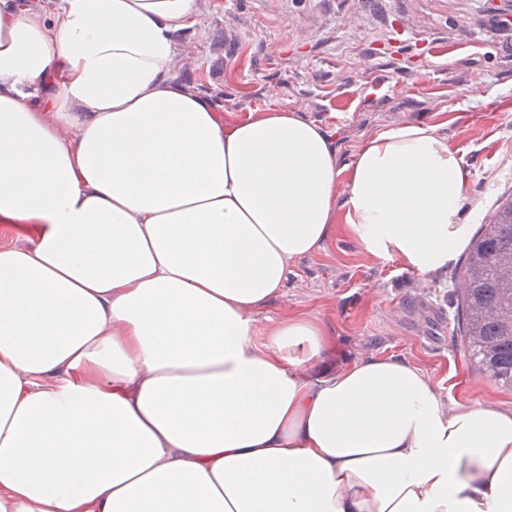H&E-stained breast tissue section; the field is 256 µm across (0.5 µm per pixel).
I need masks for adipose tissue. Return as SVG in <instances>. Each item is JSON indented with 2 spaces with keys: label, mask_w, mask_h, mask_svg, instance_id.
<instances>
[{
  "label": "adipose tissue",
  "mask_w": 512,
  "mask_h": 512,
  "mask_svg": "<svg viewBox=\"0 0 512 512\" xmlns=\"http://www.w3.org/2000/svg\"><path fill=\"white\" fill-rule=\"evenodd\" d=\"M194 0H0V512H512V409L446 405L415 365L334 371L319 321L261 326L329 237L322 127L232 125L168 76ZM457 150L371 136L344 203L426 275L470 236ZM34 245L32 233L0 224V247L31 248Z\"/></svg>",
  "instance_id": "ef3b65f1"
}]
</instances>
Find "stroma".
Instances as JSON below:
<instances>
[{
  "instance_id": "35a3bbf8",
  "label": "stroma",
  "mask_w": 512,
  "mask_h": 512,
  "mask_svg": "<svg viewBox=\"0 0 512 512\" xmlns=\"http://www.w3.org/2000/svg\"><path fill=\"white\" fill-rule=\"evenodd\" d=\"M480 0H195L172 34L171 77L230 122L272 109L328 130L341 171L331 235L294 261L258 323L283 313L323 323L336 367L371 357L418 366L448 404L512 408V388L478 374L459 333L455 259L418 274L367 254L343 200L358 151L375 133L433 127L467 174L463 223L480 226L512 195V54L465 28ZM448 324L435 328L437 311Z\"/></svg>"
}]
</instances>
